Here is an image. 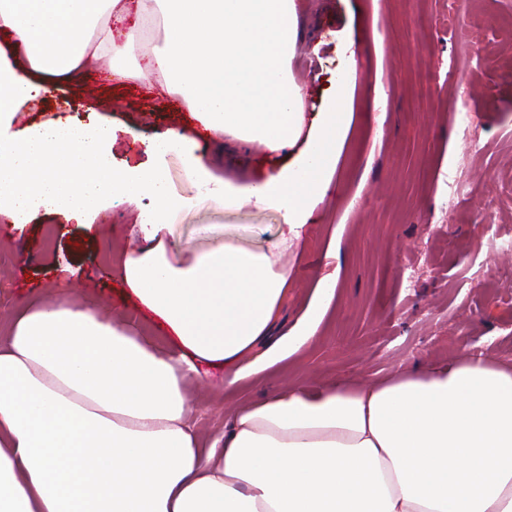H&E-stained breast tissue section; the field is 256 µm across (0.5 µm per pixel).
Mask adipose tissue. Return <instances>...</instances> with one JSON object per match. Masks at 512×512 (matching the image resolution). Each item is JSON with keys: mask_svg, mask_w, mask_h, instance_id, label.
I'll use <instances>...</instances> for the list:
<instances>
[{"mask_svg": "<svg viewBox=\"0 0 512 512\" xmlns=\"http://www.w3.org/2000/svg\"><path fill=\"white\" fill-rule=\"evenodd\" d=\"M163 21L149 69L209 143L261 146L268 168L243 186L188 169L224 206L276 211L272 238L225 240L189 261L164 241L173 196L163 158L187 138L147 144L153 165H112L111 121L11 127L22 104L60 89L86 57L134 77L113 27ZM0 218L37 211L85 224L107 203L148 199L142 248L113 259L125 288L173 338L161 351L120 318L60 298L34 302L0 336V512H512V363L470 350L445 364L316 390L292 386L237 409L203 444L188 389L203 366L228 383L268 343L293 285L278 256L305 239L327 196L350 121L345 80L308 113L288 73L296 0H0Z\"/></svg>", "mask_w": 512, "mask_h": 512, "instance_id": "adipose-tissue-1", "label": "adipose tissue"}]
</instances>
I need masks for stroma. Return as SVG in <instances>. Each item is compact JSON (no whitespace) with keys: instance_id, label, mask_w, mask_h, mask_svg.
I'll return each mask as SVG.
<instances>
[{"instance_id":"obj_1","label":"stroma","mask_w":512,"mask_h":512,"mask_svg":"<svg viewBox=\"0 0 512 512\" xmlns=\"http://www.w3.org/2000/svg\"><path fill=\"white\" fill-rule=\"evenodd\" d=\"M298 4L303 39L292 75L317 98L345 72L352 119L318 222L281 258L296 284L273 337L295 340L331 246L336 291L311 343L236 383L220 369L195 383L190 408L208 441L228 432L234 410L264 390L372 382L418 360L448 363L474 347L512 362V260L499 250L512 238V194L483 203L493 185L512 183V0ZM475 21L486 23V33L464 40ZM458 56L464 64L449 67ZM421 68L433 73L434 93L419 89ZM152 81L146 73L113 80L106 61L87 63L65 92L20 108L14 127L59 114L83 121L95 110L112 120L114 167L145 164L132 133L149 137L188 117L178 97H146ZM457 112L479 116L476 139L454 122ZM212 155L217 178L243 184L259 173L260 147ZM452 176L475 192L451 215L443 203ZM148 207L145 200L114 204L96 216L97 236L60 215L39 214L21 227L0 221V333L27 302L64 297L131 320L137 336L167 348L163 329L142 317L107 271L112 253L140 247L135 226ZM278 221L273 211L228 209L203 194L193 208L171 212L165 241L173 256L194 255L223 244L225 225Z\"/></svg>"}]
</instances>
